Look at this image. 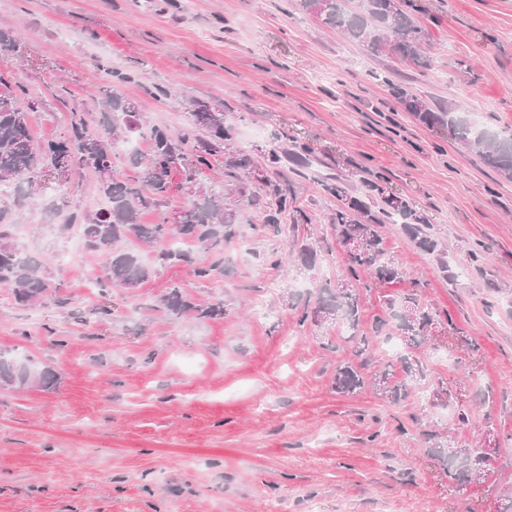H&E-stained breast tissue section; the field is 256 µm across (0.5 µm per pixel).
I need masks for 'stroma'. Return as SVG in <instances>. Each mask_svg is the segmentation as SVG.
Instances as JSON below:
<instances>
[{
    "instance_id": "obj_1",
    "label": "stroma",
    "mask_w": 512,
    "mask_h": 512,
    "mask_svg": "<svg viewBox=\"0 0 512 512\" xmlns=\"http://www.w3.org/2000/svg\"><path fill=\"white\" fill-rule=\"evenodd\" d=\"M407 12L429 68L368 51L299 0H0V24L21 35L0 50V74L42 99L35 140L61 137L71 110L98 119L109 69L160 127L188 126L196 103L220 106L252 163L235 177L216 160L208 179L236 216L213 283L165 267L102 301L100 258L65 259L66 215L103 205L93 174L16 207L15 244L69 303L20 307L0 288V353L57 376L49 391L0 390V512H501L512 488V180L403 100L512 129V0H410ZM336 177L358 198L368 181L392 187L445 250L383 225L407 276L360 294L366 334L389 295L413 291L434 314L425 343L402 348L431 382L396 405L370 389L336 393V354L321 339L339 325L298 322L319 286L343 276L337 201L323 191ZM266 179L290 186L304 221L266 223ZM302 240L316 244L313 267L295 258ZM173 286L223 298V318L170 320L153 304ZM105 304L110 316L94 317ZM445 408L468 423L442 421ZM428 431L491 449L486 476L450 481Z\"/></svg>"
}]
</instances>
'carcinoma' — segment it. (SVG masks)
Here are the masks:
<instances>
[{
    "label": "carcinoma",
    "mask_w": 512,
    "mask_h": 512,
    "mask_svg": "<svg viewBox=\"0 0 512 512\" xmlns=\"http://www.w3.org/2000/svg\"><path fill=\"white\" fill-rule=\"evenodd\" d=\"M300 7L328 26L338 28L374 52L387 48L403 59H412L423 66L421 56L425 37L421 27L404 11L402 0H360L359 10L352 11L347 0H300ZM36 100L8 74H0V187L12 189L14 199L24 201L41 187L46 171L59 164L76 168V175L92 172L98 192L105 205L93 214H72L79 226L85 249L104 259V275L96 277L99 295L109 296L114 288L133 290L155 272V266L188 264L200 281H214L224 274V243L235 236V216L224 210V193L201 182L206 171L213 168L212 156L222 151L227 155L226 167L250 173L249 160L233 149V132L224 127V112L218 107L200 104L192 112L189 128L172 132L156 125L149 126L135 119L132 103L111 85L103 89L102 121L90 125L85 115L72 111L66 134L42 144L33 140L29 130L31 105ZM407 111L424 125L448 126L452 137L475 149L483 161L498 174L512 180V134L471 128L467 117L458 112H439L416 96L405 99ZM208 134L207 138L200 134ZM135 135L150 143V154L122 155L116 150L119 142ZM137 169L133 175L123 173L118 161ZM181 173L184 180L197 182L196 192L181 212L176 224L162 217L156 224H144L146 212L161 211L170 196V175ZM269 197V214L265 223L275 224L279 215L288 212L296 197L288 190L264 181ZM325 191L340 201L332 218V228L346 249L343 282L348 287L319 288L312 309L304 308L300 323L319 326L336 318L346 328L342 341L352 344V358L336 361L333 388L339 394H353L371 388L380 397L397 404L409 391L427 380L426 368L418 361L401 355L383 365L373 361V340L392 336V332L419 344L424 341V328L433 315L420 305L417 295L386 299L389 310L372 325V335H357L360 322L359 286L372 288L401 281L403 269L384 249L380 227L401 223L416 247L427 253L438 250L439 242L430 233L425 218L399 197L386 193L374 184L367 189L380 198L378 211L362 200L347 194L341 180L324 184ZM14 212L0 208V288L6 289L16 305L33 306L48 293L61 288L41 272V263L25 254L11 241ZM136 240L153 252V264L146 263L133 250H120L122 241ZM184 242L196 244L205 253L194 258L181 247ZM172 319L192 314L197 319L224 317V300L198 303L178 288L168 291L156 304ZM56 375L48 367L36 368L30 361L19 362L0 354V388L22 390L39 387L50 390ZM439 434L427 433L434 442L433 451L448 476L458 482L478 480L485 475L488 457L477 448H446L438 441Z\"/></svg>",
    "instance_id": "1"
}]
</instances>
